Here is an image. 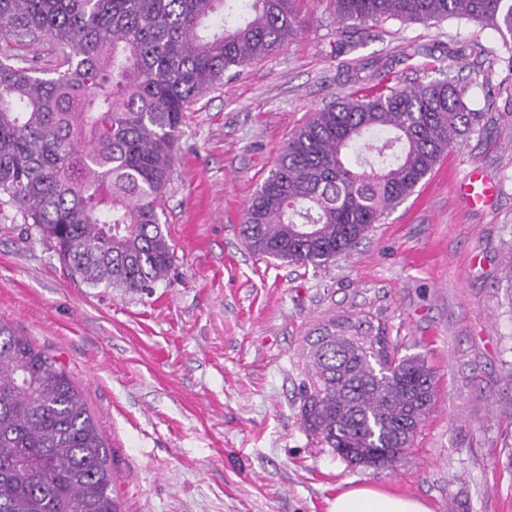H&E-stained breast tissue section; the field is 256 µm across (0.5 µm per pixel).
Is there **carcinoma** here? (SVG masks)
I'll return each mask as SVG.
<instances>
[{
	"instance_id": "cac0c4a2",
	"label": "carcinoma",
	"mask_w": 512,
	"mask_h": 512,
	"mask_svg": "<svg viewBox=\"0 0 512 512\" xmlns=\"http://www.w3.org/2000/svg\"><path fill=\"white\" fill-rule=\"evenodd\" d=\"M298 0H0V217L14 208L91 288L144 293L175 252L162 200L184 112L290 43ZM341 22L466 16L512 39V0H325ZM57 56L19 64L13 46ZM447 73L358 91L289 138L249 202L256 255L319 268L348 254L483 126ZM301 389L304 430L351 466L398 461L434 409V372L385 336H320ZM97 422L65 368L0 321V512H121Z\"/></svg>"
}]
</instances>
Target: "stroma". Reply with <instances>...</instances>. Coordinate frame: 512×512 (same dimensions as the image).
Segmentation results:
<instances>
[{"label": "stroma", "instance_id": "1", "mask_svg": "<svg viewBox=\"0 0 512 512\" xmlns=\"http://www.w3.org/2000/svg\"><path fill=\"white\" fill-rule=\"evenodd\" d=\"M300 9L292 42L225 72L186 114L168 281L137 294L72 281L18 217L0 222V319L82 391L123 512H327L355 485L432 512H512V41L473 19L359 26L321 0ZM438 68L486 118L410 197L321 268L248 249L244 209L314 112ZM476 166L497 195L472 209L457 183ZM335 324L436 373L435 408L393 466L348 465L301 425L309 343Z\"/></svg>", "mask_w": 512, "mask_h": 512}]
</instances>
